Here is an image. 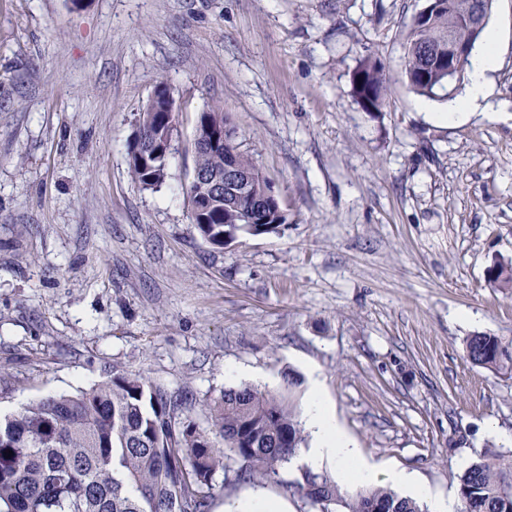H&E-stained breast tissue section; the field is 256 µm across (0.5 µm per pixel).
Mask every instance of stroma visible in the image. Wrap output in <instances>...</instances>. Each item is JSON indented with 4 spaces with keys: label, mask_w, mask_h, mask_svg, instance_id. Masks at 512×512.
Instances as JSON below:
<instances>
[{
    "label": "stroma",
    "mask_w": 512,
    "mask_h": 512,
    "mask_svg": "<svg viewBox=\"0 0 512 512\" xmlns=\"http://www.w3.org/2000/svg\"><path fill=\"white\" fill-rule=\"evenodd\" d=\"M425 0H0V415L74 394L112 367L196 399L242 384L298 403L318 369L364 460L458 496L480 454L512 450V378L463 357L512 339V0L487 30L500 111L442 126L403 43ZM384 64L380 113L351 74ZM176 107L167 177L128 172L159 82ZM220 106L288 211L276 233L212 248L184 195L197 118ZM281 483L249 495L312 512Z\"/></svg>",
    "instance_id": "1"
}]
</instances>
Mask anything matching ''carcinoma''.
Listing matches in <instances>:
<instances>
[{
	"mask_svg": "<svg viewBox=\"0 0 512 512\" xmlns=\"http://www.w3.org/2000/svg\"><path fill=\"white\" fill-rule=\"evenodd\" d=\"M471 0L427 2L409 26L403 67L415 92L435 95L448 77L438 58L448 53V38L477 41L466 23ZM352 93L362 108L380 112L386 105L384 65L372 56L360 60L351 75ZM160 100L150 129L127 145L129 170L145 189L160 186L169 157H153L161 148L155 127L173 120ZM194 135V170L202 176L224 174L229 156L244 170L256 165L234 136L222 109L202 112ZM224 135L216 149L203 145L206 129ZM266 182L258 179L250 202L234 208L216 197L208 223L196 225L202 239L224 248V230L248 223V211L263 206ZM489 282L512 289V261L489 269ZM466 361L496 375L512 377V340L477 333L466 338ZM194 405L173 396L141 373L114 368L106 379L73 395H53L0 417V512H210L216 492L267 481L286 489L319 512H423L418 502L389 488L341 493L324 472L305 468L290 481L280 471L295 457L305 436L300 410L291 392L241 385L205 399L209 430L192 421ZM229 449L231 456L224 455ZM462 512H512V453L487 451L459 476Z\"/></svg>",
	"mask_w": 512,
	"mask_h": 512,
	"instance_id": "carcinoma-1",
	"label": "carcinoma"
}]
</instances>
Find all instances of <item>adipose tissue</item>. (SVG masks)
I'll return each mask as SVG.
<instances>
[{"instance_id":"adipose-tissue-1","label":"adipose tissue","mask_w":512,"mask_h":512,"mask_svg":"<svg viewBox=\"0 0 512 512\" xmlns=\"http://www.w3.org/2000/svg\"><path fill=\"white\" fill-rule=\"evenodd\" d=\"M497 60V41L495 37H487L469 61L462 96L449 100L446 109L436 113L438 122L452 124L476 111L492 112V90L487 74L495 67ZM301 419L311 435V445L295 457V464L312 469L327 466L345 479L357 483H369L375 479L374 469L361 464L359 448L337 424L318 376L310 378V393Z\"/></svg>"}]
</instances>
